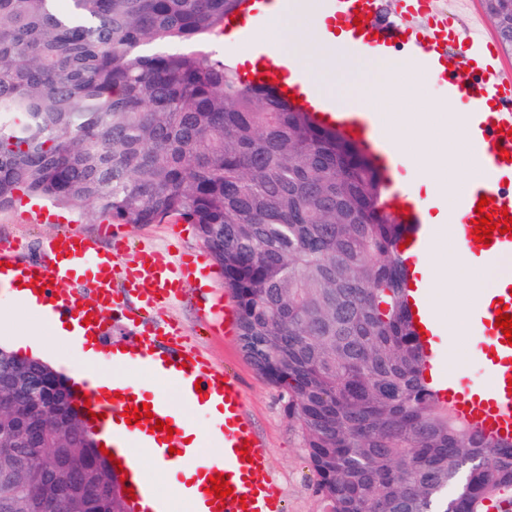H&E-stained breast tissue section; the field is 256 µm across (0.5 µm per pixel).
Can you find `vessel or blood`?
Listing matches in <instances>:
<instances>
[{"instance_id":"obj_1","label":"vessel or blood","mask_w":512,"mask_h":512,"mask_svg":"<svg viewBox=\"0 0 512 512\" xmlns=\"http://www.w3.org/2000/svg\"><path fill=\"white\" fill-rule=\"evenodd\" d=\"M304 0H242L238 10L225 15L227 30H247L265 23L277 13L299 11ZM321 11L331 13L341 29L348 31L344 45L348 54L366 51L386 55L401 49L415 74L429 78L444 96L456 99L472 120L470 135L487 178L458 197L449 234L468 258L482 266L493 265L501 256L512 254V235L493 232L489 244L474 241L473 222L481 197H488V212H512V75L499 64L491 40L479 27L460 32L445 14L433 9V0H399L393 18L380 21L379 0H316ZM361 24H354L355 15ZM461 43L469 55L466 75L448 79L446 50ZM245 78L256 86L274 85L281 97H294L297 107L319 113L328 123L362 142L377 158L383 171H390L395 157L392 137L378 113L359 106H340L315 95L294 58L272 67L264 52H257ZM390 210L406 224V250L414 261L408 266L409 306L424 328L427 349L425 378L440 404L454 419L484 435L512 442V345L503 341L496 325L498 308L512 315V285L499 289L496 300L478 304L472 313L471 334L476 337L474 354L482 375L472 378L452 362V350L441 341L444 329L438 325L429 302V286L416 266L435 238L434 225L426 223L424 212L407 190L389 200ZM207 256L198 253L175 261L163 259L156 251L129 252L124 241L103 249L98 240L81 232L65 231L51 241L45 261L21 264L12 247L0 245V277L10 274L29 290L37 292L40 310L49 321H87L90 334L103 337L109 329L103 309L120 308L126 294H138L141 305L129 321L133 332L122 363L112 371L110 395L87 389L92 421L99 432H111V454L123 466L125 488L133 489L137 512H285L270 466V450L256 431L246 409L243 386L227 368L216 365L200 352L183 344V327L174 320H153L154 312L180 300L186 288L206 271ZM86 281L94 288L92 301L80 304L71 282ZM145 369L169 379L176 387L177 403L133 387L129 371ZM149 404L156 419L170 423V431L152 429L150 423H127L129 406ZM202 413L214 423L210 437L220 450L219 460L202 462L198 441L193 440L188 413ZM148 448L169 468L184 470L188 481L179 497L160 495L148 480L138 449ZM221 474L232 492L225 501L208 494L209 479Z\"/></svg>"}]
</instances>
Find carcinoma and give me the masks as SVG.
Here are the masks:
<instances>
[{"label": "carcinoma", "mask_w": 512, "mask_h": 512, "mask_svg": "<svg viewBox=\"0 0 512 512\" xmlns=\"http://www.w3.org/2000/svg\"><path fill=\"white\" fill-rule=\"evenodd\" d=\"M238 3L0 0V210L194 225L254 366L288 392L325 512H512V443L424 384L377 167L208 50Z\"/></svg>", "instance_id": "obj_1"}]
</instances>
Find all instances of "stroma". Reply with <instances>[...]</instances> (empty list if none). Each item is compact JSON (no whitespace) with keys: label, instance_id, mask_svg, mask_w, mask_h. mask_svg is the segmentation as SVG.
Wrapping results in <instances>:
<instances>
[{"label":"stroma","instance_id":"stroma-1","mask_svg":"<svg viewBox=\"0 0 512 512\" xmlns=\"http://www.w3.org/2000/svg\"><path fill=\"white\" fill-rule=\"evenodd\" d=\"M24 203L0 210V243H9L21 258H44L48 241L55 235L78 230L96 236L104 247H111L113 236H121L130 249L143 247L157 251L163 258L185 256L203 251L204 246L194 225L178 224H103L92 215H78L51 207L49 222H23L19 215ZM224 272L214 268L208 284L187 289L185 296L172 306L157 312V319H175L186 330L188 343L213 363L225 366L241 380L248 411L256 430L272 450V462L280 477L285 512H322L318 493L319 477L313 470L305 446L304 434L289 415L288 397L269 383L245 355L237 330L226 331L201 321L204 304L226 297ZM40 315L18 313L11 290L0 288V348L12 349L16 339L41 324Z\"/></svg>","mask_w":512,"mask_h":512}]
</instances>
